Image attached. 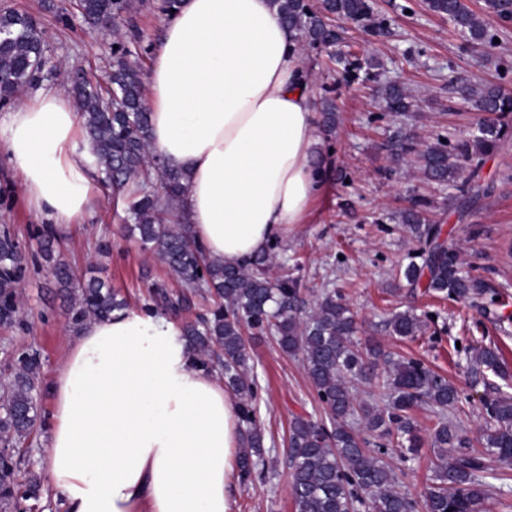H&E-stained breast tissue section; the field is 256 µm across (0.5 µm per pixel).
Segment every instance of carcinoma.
I'll return each mask as SVG.
<instances>
[{
  "instance_id": "1",
  "label": "carcinoma",
  "mask_w": 512,
  "mask_h": 512,
  "mask_svg": "<svg viewBox=\"0 0 512 512\" xmlns=\"http://www.w3.org/2000/svg\"><path fill=\"white\" fill-rule=\"evenodd\" d=\"M436 14L448 18L470 40L493 43V36L469 9L465 0H427ZM288 29L302 36L301 45L331 47L341 39L329 23L337 16L359 22L371 8L367 0H272ZM132 7L131 0H80L78 13L89 23L108 26ZM486 9L503 22L512 21L509 0H486ZM112 71L101 82L70 76L71 93L83 118L90 155L97 168L122 194L127 221L141 245L162 260L194 294L223 301L208 317L184 325L182 336L204 365L217 363L224 385L238 400L246 425L244 448L239 457L240 478L266 464L265 435L257 422L255 380L250 377L251 355L245 332H276L281 349L301 355L309 380L324 405L326 420L295 418L288 435L291 494L295 512H415L417 503L395 490L397 471L385 457L395 451L402 461L413 459L424 444L414 412L429 407L437 418L430 445L436 462L422 501L424 512H485L489 499L486 479H503L490 462L500 468L512 466V395L498 393L482 399L485 428L481 447L475 448L460 427L447 420L446 412L458 408L462 391L446 377L413 358L396 359L379 347L358 348L359 326L350 306L332 294L318 300L308 315L300 313V289L294 278H272L268 268L274 247L246 265L230 266L208 258L190 235L189 226L172 219L171 210L160 205L151 190L158 183L167 201L173 203L184 191L186 175L154 154L149 141V112L143 81L134 58L138 52L124 42H115ZM53 74L48 67L42 32L32 18L15 13L0 14V101H7L22 88L32 87ZM468 96L477 109L492 115L479 125L478 134L457 143V155L470 158L492 152L506 132L502 119L512 114V96L495 85H486ZM384 108L406 112L410 97L390 85L382 95ZM321 127L330 135L336 128L333 102H322ZM425 175L435 181L454 182L462 194L473 189L475 172L462 177V169L450 163L448 145L439 141L420 154ZM406 222L423 245L424 262L410 263L404 270L407 283H425L428 293L450 299L481 294L480 283L462 275L455 248L439 242L441 229L420 223L415 212ZM39 253L56 283L75 296L71 320L82 325L126 309L105 282L90 278L77 285L70 265L50 233L38 234ZM24 272L19 244L8 231L0 233V323L11 324L18 314L17 286ZM162 306L177 313L184 297L172 296L160 286L153 290ZM388 327L393 335L413 338L421 320L406 310L392 315ZM16 369L0 382V506L18 509L38 501L40 483L30 475L19 486L12 475L29 452L26 443L35 431L39 415L43 362L36 353L17 355ZM472 371L498 372L501 358L491 347L472 349ZM379 388L386 401L379 408L358 399L353 382Z\"/></svg>"
}]
</instances>
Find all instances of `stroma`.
Returning a JSON list of instances; mask_svg holds the SVG:
<instances>
[{
  "label": "stroma",
  "instance_id": "obj_1",
  "mask_svg": "<svg viewBox=\"0 0 512 512\" xmlns=\"http://www.w3.org/2000/svg\"><path fill=\"white\" fill-rule=\"evenodd\" d=\"M466 3L496 33V44L469 41L429 11L426 0H369L377 27L339 19L342 39L336 46L304 51L317 99L329 96L336 105V130L320 142L334 164L311 223L295 226L278 242L270 274L286 271L299 281L303 313L324 294L341 295L357 315L361 345L418 359L447 376L466 397L462 411L448 417L475 440L484 426L483 393L496 387L512 394V128L494 152L457 161L464 172H476L479 195L465 197L450 184L428 179L420 162L424 145L475 133L480 114L463 88L496 84L512 94V22L500 24L486 13L484 0ZM161 6L162 0H134L115 31L69 13L68 0H0V13L34 18L51 60L96 80L110 69L115 34L140 50L157 49L168 21ZM388 84L411 96L410 111L383 110L379 90ZM412 209L440 225L442 240L459 249L463 271L481 283V295L466 301L430 297L407 285L404 269L421 261L419 243L402 221ZM124 216L122 204L100 181L78 223L62 228L39 216L0 141V231L9 230L25 255L18 318L0 325V379L15 369L13 351L28 349L40 352L43 376L52 380L74 329L71 298L60 293L39 255V230L55 233L76 275L93 272L126 299L129 310L151 306L153 283L181 290L169 269L126 233ZM495 294L505 302L499 320L479 312ZM404 310L424 322L415 338L393 336L388 328L389 318ZM246 340L268 464L265 473L235 482L233 512H294L284 442L294 417L318 418L323 409L301 356L283 352L267 334L250 333ZM474 346L498 347L505 377L471 374Z\"/></svg>",
  "mask_w": 512,
  "mask_h": 512
}]
</instances>
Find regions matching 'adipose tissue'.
I'll return each mask as SVG.
<instances>
[{
    "label": "adipose tissue",
    "instance_id": "adipose-tissue-1",
    "mask_svg": "<svg viewBox=\"0 0 512 512\" xmlns=\"http://www.w3.org/2000/svg\"><path fill=\"white\" fill-rule=\"evenodd\" d=\"M154 154L187 175L178 208L205 254L250 262L312 221L332 169L311 80L271 0H182L149 61ZM69 97L0 120L28 200L67 224L92 194ZM46 487L63 512H232L237 399L177 323L123 311L78 327L49 387Z\"/></svg>",
    "mask_w": 512,
    "mask_h": 512
}]
</instances>
